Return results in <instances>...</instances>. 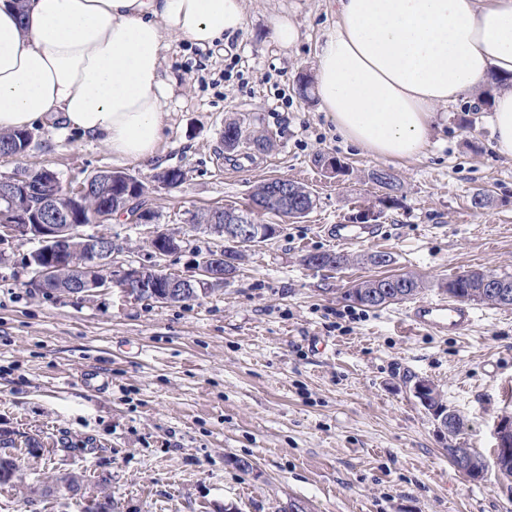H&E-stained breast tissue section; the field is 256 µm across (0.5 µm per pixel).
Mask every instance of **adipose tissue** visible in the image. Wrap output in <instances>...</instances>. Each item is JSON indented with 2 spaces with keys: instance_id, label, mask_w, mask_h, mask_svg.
<instances>
[{
  "instance_id": "adipose-tissue-1",
  "label": "adipose tissue",
  "mask_w": 512,
  "mask_h": 512,
  "mask_svg": "<svg viewBox=\"0 0 512 512\" xmlns=\"http://www.w3.org/2000/svg\"><path fill=\"white\" fill-rule=\"evenodd\" d=\"M245 24L243 0H0V131L52 119L148 160L166 117L165 36L206 47ZM494 76L488 124L512 157V0H336L314 68L341 136L397 160L428 144L437 108Z\"/></svg>"
}]
</instances>
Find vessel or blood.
Returning <instances> with one entry per match:
<instances>
[{"label":"vessel or blood","instance_id":"obj_1","mask_svg":"<svg viewBox=\"0 0 512 512\" xmlns=\"http://www.w3.org/2000/svg\"><path fill=\"white\" fill-rule=\"evenodd\" d=\"M330 237L346 245L376 239L374 225L332 224L328 227ZM411 327L435 336H460L473 325L472 311L461 302L444 297L429 298L414 304L408 313Z\"/></svg>","mask_w":512,"mask_h":512}]
</instances>
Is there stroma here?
<instances>
[{
    "label": "stroma",
    "mask_w": 512,
    "mask_h": 512,
    "mask_svg": "<svg viewBox=\"0 0 512 512\" xmlns=\"http://www.w3.org/2000/svg\"><path fill=\"white\" fill-rule=\"evenodd\" d=\"M247 26L201 48L166 38L162 70L171 88L156 155L132 162L60 123L31 129L26 152L0 157V174L43 167L77 187L123 171L147 187L156 217L86 226L121 246L122 264H159L188 275L217 245L192 230V212L240 207L261 181L287 178L314 199L303 218L263 216L276 235L250 250L224 288L178 304L135 301L120 289L79 296L34 291L27 265L35 242L0 237V431L38 436L49 454L21 457L26 483L45 474L106 480L117 512H512V478L491 468L470 479L448 459L457 445L496 455L498 420L512 417V308L475 304L463 336H434L405 320L409 301L381 308L347 298L355 284L412 274L421 298L471 270L512 274V158L491 147L488 112L462 99L438 109L428 146L384 160L347 143L315 94L298 83L336 24L335 0H244ZM288 16L301 31L292 49L272 29ZM244 118L276 136L271 150L225 153L226 123ZM333 156L342 175L317 165ZM181 168L184 182L154 174ZM398 175L393 196L369 179ZM488 195L486 206L471 203ZM378 214L380 236L345 246L358 261L338 270L306 255L339 249L328 224ZM165 233L180 251L158 257ZM388 253V266L364 255ZM91 369L112 376L88 389ZM434 384L461 417V439L440 436L410 388Z\"/></svg>",
    "instance_id": "obj_1"
}]
</instances>
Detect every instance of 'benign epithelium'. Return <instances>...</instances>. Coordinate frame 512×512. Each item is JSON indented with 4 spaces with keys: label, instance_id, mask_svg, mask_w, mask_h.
<instances>
[{
    "label": "benign epithelium",
    "instance_id": "benign-epithelium-1",
    "mask_svg": "<svg viewBox=\"0 0 512 512\" xmlns=\"http://www.w3.org/2000/svg\"><path fill=\"white\" fill-rule=\"evenodd\" d=\"M28 184L23 173L0 174V228L37 243L40 248L39 263L42 264V276L36 281L41 289H52L58 294L77 295L103 291L109 288H120L134 299L162 300L171 296L195 295L196 285L215 284L224 278V273L217 272L207 265L203 257L196 263L195 275L189 277L174 276L161 282L158 280V268L153 265L112 266V252L115 246L112 238L106 235L88 237L79 232L81 247L85 249V257L78 261L73 256L72 218L80 217L78 204L90 188L91 181H86L75 189L63 191L57 174L50 170L43 171L39 196L43 202L50 203L63 197L70 201L63 214L67 216L65 224H43L39 216L44 214L41 209L25 211L15 202L17 191ZM203 230L219 240L227 238L238 241L257 240L262 237L263 228L252 224L244 217L234 213L224 218L222 224H206ZM477 275L482 279L487 294L498 299L507 300L512 294L499 287L489 271H470L467 278ZM413 393L419 402L426 406L430 398L435 396L433 384L424 378L418 379L413 386ZM497 448L500 457L506 461L512 459V418L502 419L496 427ZM458 471L473 479L481 477L478 458L469 448H459L454 457ZM65 484L70 493L84 498L88 508L94 512L98 500L84 493V482L75 473H59L53 476V484Z\"/></svg>",
    "mask_w": 512,
    "mask_h": 512
}]
</instances>
